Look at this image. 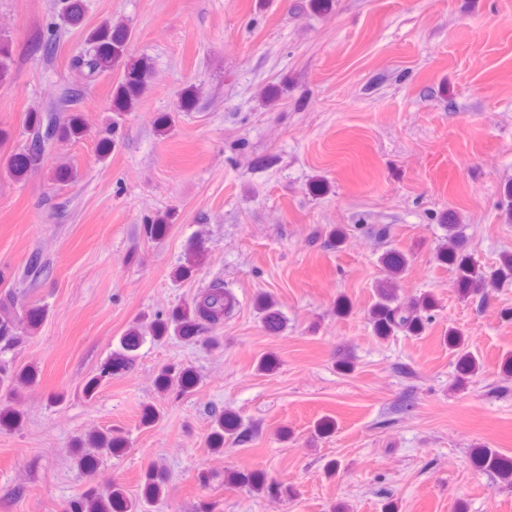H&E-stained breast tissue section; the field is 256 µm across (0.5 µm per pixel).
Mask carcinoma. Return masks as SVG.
Returning a JSON list of instances; mask_svg holds the SVG:
<instances>
[{
  "mask_svg": "<svg viewBox=\"0 0 512 512\" xmlns=\"http://www.w3.org/2000/svg\"><path fill=\"white\" fill-rule=\"evenodd\" d=\"M83 0H63L61 17L72 27L80 26L84 21ZM130 27L122 22L105 21L87 31L84 47L74 59V66L79 70L86 83L96 81L104 74L112 72L124 60L127 46L131 40ZM13 62L12 48L9 42L0 38V84L11 79ZM153 67L146 57L127 61V71L117 83L112 97V111L120 116L133 110L142 94L149 86ZM27 141L21 151L11 154L6 160L9 173L17 179L22 178L28 170L44 157V147L55 141H70L82 138L86 126L79 114H72L63 122L51 120V113L31 110L25 117ZM442 263L452 267L457 273L463 290L472 294H487V289L497 288L506 282H512V253L504 255L498 266L488 272L475 267L471 259L462 253L461 235L456 225H448V247L441 251ZM382 263L390 275V280L383 283L377 291V301L370 311L374 332L379 337H388L397 332L419 334L425 329L422 312L433 307V302L422 297L402 303L398 300L395 280L403 274L408 264L405 253L397 249L386 251ZM233 305L232 297L224 287L216 284L204 293L195 296L191 302L174 312L163 321L153 320L148 327L141 324L131 326L120 341L123 353L118 355L110 366L105 368L100 378L112 375L131 363V352L135 351L145 332L155 338L173 334L184 339H195L197 328L207 324L212 328L224 323ZM41 314L36 309L19 313L15 295L7 293L0 298V347L8 349L21 339V333H31L40 323ZM448 346L456 352V366L460 379L471 374L476 363L463 340L454 331H448ZM34 373L30 369L10 371L0 370V396L4 405L0 409V428L11 429L22 420L20 410L9 405L19 387L30 383ZM182 386L194 383L191 370L175 371L167 368L162 371L158 383L166 387L173 382ZM237 430V420L232 415H219L209 436L208 444L212 450L219 452L224 447V435H232ZM87 448L82 452L79 465L93 475L102 453H114L122 450V441L112 436V431L97 432L85 440ZM482 462L494 470L507 483L512 484V462L493 451L484 450L479 454ZM226 481L231 484L246 485L255 491L269 488L262 473H241L229 471ZM167 485L165 472L152 465L144 473L143 496L140 499L128 498L122 486L112 485L106 492L95 488L87 490L85 495L73 505L74 512H143L144 506L159 500Z\"/></svg>",
  "mask_w": 512,
  "mask_h": 512,
  "instance_id": "cac0c4a2",
  "label": "carcinoma"
}]
</instances>
